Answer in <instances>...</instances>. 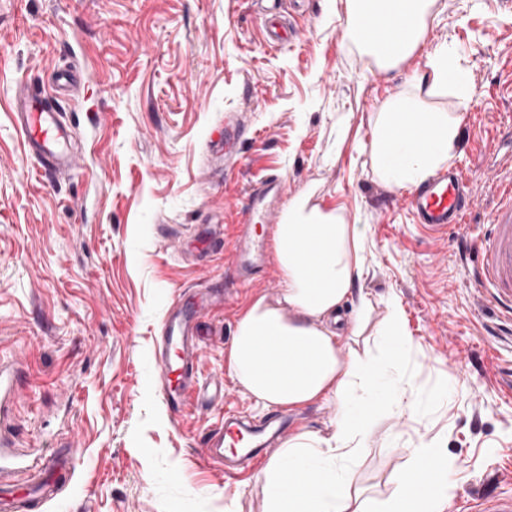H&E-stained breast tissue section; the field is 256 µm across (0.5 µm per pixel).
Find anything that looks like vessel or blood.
Here are the masks:
<instances>
[{
	"mask_svg": "<svg viewBox=\"0 0 512 512\" xmlns=\"http://www.w3.org/2000/svg\"><path fill=\"white\" fill-rule=\"evenodd\" d=\"M265 41L281 46L286 39H299L300 33L287 29L274 14L263 16ZM78 81L73 69L57 71L53 91L47 92L27 80H18L11 97L13 128L28 157L45 172H74L70 151L71 131L62 120L65 96ZM242 136L238 116L224 122V138L214 144L215 152L233 157ZM494 169L484 171L485 180H496L497 202L490 227L475 245L476 259L471 276L489 289L490 300L502 314L512 318V120L502 123L492 151ZM284 190L279 178H272L253 191L247 215L236 231V266L241 276H248L265 249V232L271 221L262 207L268 197ZM424 230L439 234H456L465 213L475 200L473 180L458 165L437 172L418 187L393 197ZM224 293L215 288H197L189 299L174 302L160 327L156 364L166 381L165 401L176 419L191 412L223 407L224 415L204 441L202 461L209 466L232 472L258 462L263 451L276 445L288 430L286 419L255 422L230 408L224 390V379L212 377L202 381L200 348L195 336L199 318L224 304ZM24 379L18 362H0V417L9 418L11 408L21 396ZM54 454L31 455L18 448H0V512H13L14 500L3 492L9 481L19 473L34 469L53 470ZM470 512H512V495L481 497L473 502Z\"/></svg>",
	"mask_w": 512,
	"mask_h": 512,
	"instance_id": "1",
	"label": "vessel or blood"
}]
</instances>
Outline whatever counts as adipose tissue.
Returning <instances> with one entry per match:
<instances>
[{
  "instance_id": "1",
  "label": "adipose tissue",
  "mask_w": 512,
  "mask_h": 512,
  "mask_svg": "<svg viewBox=\"0 0 512 512\" xmlns=\"http://www.w3.org/2000/svg\"><path fill=\"white\" fill-rule=\"evenodd\" d=\"M439 0H345L346 34L374 62L378 73L400 69L421 49ZM377 7L382 24L403 19L398 37L381 44L366 37L360 19ZM448 87L467 94L464 73L454 67L447 46L426 56L423 68L379 110L373 127V169L389 188L418 184L447 164L456 148L458 120L426 107L422 96ZM415 141L402 138V129ZM361 225L342 211L292 199L273 228V250L281 272L276 296L257 295L243 309L227 356L230 375L265 406L284 411L314 403H335L330 433L304 430L278 448L259 470L265 512H351L353 467L366 437L384 416L402 417L410 410L412 389L394 370L412 344L401 306L390 302L376 334L386 350L383 359L343 350L342 336L362 335L372 302L356 293L365 264ZM316 250L313 271H306L307 247ZM353 318H344L348 302ZM433 466L429 482L409 496L408 486L421 469ZM389 496L369 501L365 512H444L448 459L441 449L420 442L409 449L404 465L387 477Z\"/></svg>"
}]
</instances>
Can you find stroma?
I'll return each mask as SVG.
<instances>
[{"label":"stroma","instance_id":"obj_1","mask_svg":"<svg viewBox=\"0 0 512 512\" xmlns=\"http://www.w3.org/2000/svg\"><path fill=\"white\" fill-rule=\"evenodd\" d=\"M428 46L448 44L468 97L428 98L461 118L451 159L480 172L500 119L512 115V11L495 0H443ZM278 9L302 32L264 44ZM344 0H0V359L25 373L14 424L26 448L77 449L56 473L57 496L21 512H264L256 471L203 465L215 408L176 421L153 357L159 326L184 290L212 284L229 301L201 327V373L223 375L239 409L271 412L228 375L227 352L246 301L275 294L273 262L235 277L233 242L252 185L285 183L276 204L311 195L367 227L360 288L366 333L345 347L376 350L389 301L415 345L401 371L414 410L382 419L354 467L363 498L390 493L406 451L431 441L448 457L446 512L471 496L512 493V325L471 278L457 241L423 231L373 174L376 112L424 60L377 74L344 35ZM81 66L71 150L87 174L47 175L10 122L11 87L51 88ZM246 127L238 155L215 162L227 113Z\"/></svg>","mask_w":512,"mask_h":512}]
</instances>
